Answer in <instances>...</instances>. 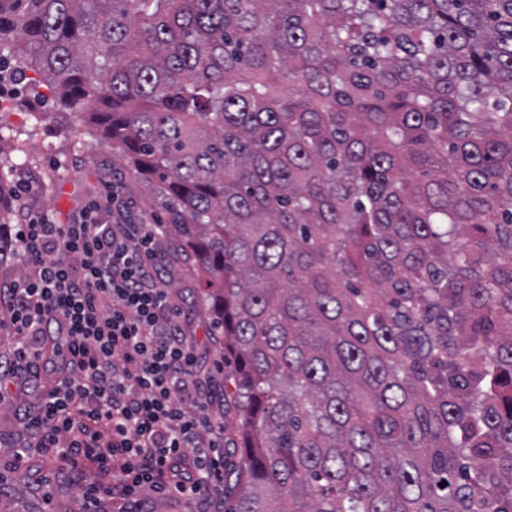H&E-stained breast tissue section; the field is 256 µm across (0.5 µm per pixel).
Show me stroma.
Segmentation results:
<instances>
[{"label": "stroma", "mask_w": 512, "mask_h": 512, "mask_svg": "<svg viewBox=\"0 0 512 512\" xmlns=\"http://www.w3.org/2000/svg\"><path fill=\"white\" fill-rule=\"evenodd\" d=\"M0 115V158L11 161L8 182L0 189L7 199L0 213V235L14 237L19 225L46 214L59 223L77 221L89 203L101 205L102 216L113 205L124 206L132 218L157 223L160 209L144 184L130 176L112 142L86 115L57 110L52 100L40 99L27 83L15 84ZM24 152H16V145ZM34 184L23 199L15 193L23 181ZM158 247L166 262L163 279L176 304L188 336L196 339L200 372L223 389L224 339L211 330V314L202 304L201 283L194 266L184 260L178 241L160 236ZM37 473H18L8 489L0 491V512H77L79 484L61 478L39 485Z\"/></svg>", "instance_id": "obj_1"}]
</instances>
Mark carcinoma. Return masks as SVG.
<instances>
[{
    "label": "carcinoma",
    "mask_w": 512,
    "mask_h": 512,
    "mask_svg": "<svg viewBox=\"0 0 512 512\" xmlns=\"http://www.w3.org/2000/svg\"><path fill=\"white\" fill-rule=\"evenodd\" d=\"M224 336L230 512H512V0H0Z\"/></svg>",
    "instance_id": "1"
}]
</instances>
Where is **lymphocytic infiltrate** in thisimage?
<instances>
[{
    "label": "lymphocytic infiltrate",
    "mask_w": 512,
    "mask_h": 512,
    "mask_svg": "<svg viewBox=\"0 0 512 512\" xmlns=\"http://www.w3.org/2000/svg\"><path fill=\"white\" fill-rule=\"evenodd\" d=\"M156 225L103 222L95 209L73 224L48 216L22 226L25 272L0 289L11 312L7 381L39 377L45 337H58L61 377L24 408L32 435L8 464L43 456L84 480L81 512L118 500L144 512V489L173 492L220 512L224 502V417L195 372L196 355L162 284Z\"/></svg>",
    "instance_id": "obj_1"
}]
</instances>
